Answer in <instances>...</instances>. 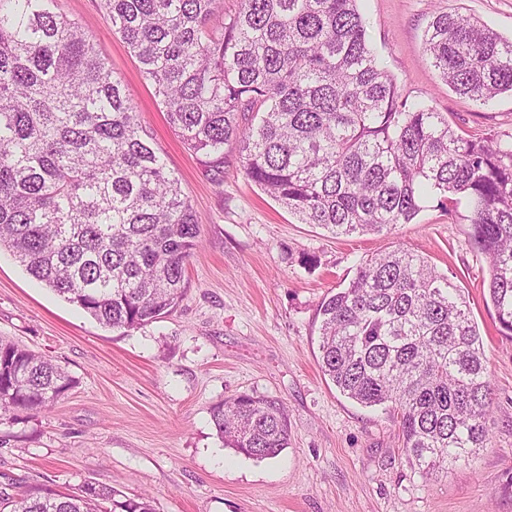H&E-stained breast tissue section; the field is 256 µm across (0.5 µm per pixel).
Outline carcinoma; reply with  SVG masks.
I'll list each match as a JSON object with an SVG mask.
<instances>
[{
  "label": "carcinoma",
  "mask_w": 512,
  "mask_h": 512,
  "mask_svg": "<svg viewBox=\"0 0 512 512\" xmlns=\"http://www.w3.org/2000/svg\"><path fill=\"white\" fill-rule=\"evenodd\" d=\"M102 0L169 125L193 154L247 176L304 224L334 235L409 224L425 192L472 207L470 243L512 335V141L465 138L407 104L368 45L358 0ZM53 0H0V246L98 323L126 331L174 310L201 224L81 22ZM424 48L457 93L512 92V39L437 13ZM321 369L365 407L392 404L402 451L428 476L490 442L491 383L462 289L399 247L360 263L318 306ZM74 385L58 363L0 341V420L53 405ZM224 445L256 459L288 447L275 401L240 394L211 407ZM0 512H153L145 496L88 483L44 489Z\"/></svg>",
  "instance_id": "cac0c4a2"
}]
</instances>
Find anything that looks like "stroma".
I'll list each match as a JSON object with an SVG mask.
<instances>
[{"instance_id":"35a3bbf8","label":"stroma","mask_w":512,"mask_h":512,"mask_svg":"<svg viewBox=\"0 0 512 512\" xmlns=\"http://www.w3.org/2000/svg\"><path fill=\"white\" fill-rule=\"evenodd\" d=\"M369 46L408 102L469 135L512 133V93L481 104L448 87L424 49L432 16L478 18L512 37V0H359ZM78 19L131 91L155 148L200 218L186 294L127 332L99 325L0 248V338L60 363L76 385L46 410L0 422V493L17 499L87 482L155 512H512V336L487 293L488 267L469 242L468 203L428 198L392 232L335 236L304 224L245 174L235 145L213 168L188 151L138 61L105 21L101 0H55ZM419 252L461 288L483 337L492 438L468 465L425 476L403 451L392 407H363L324 376L321 300L361 259ZM247 393L287 410L288 447L256 460L224 446L210 409Z\"/></svg>"}]
</instances>
